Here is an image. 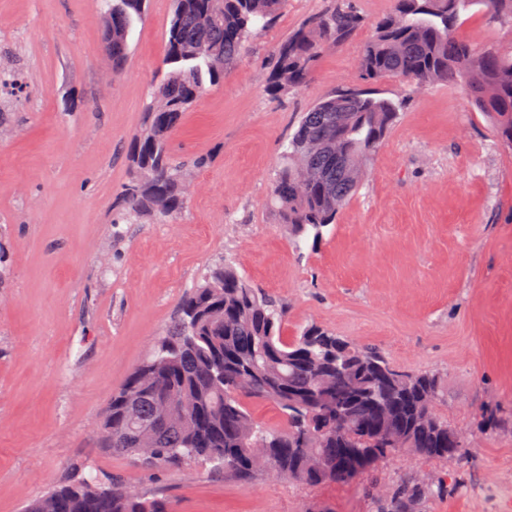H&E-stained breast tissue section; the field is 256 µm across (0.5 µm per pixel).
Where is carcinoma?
<instances>
[{
	"instance_id": "obj_1",
	"label": "carcinoma",
	"mask_w": 512,
	"mask_h": 512,
	"mask_svg": "<svg viewBox=\"0 0 512 512\" xmlns=\"http://www.w3.org/2000/svg\"><path fill=\"white\" fill-rule=\"evenodd\" d=\"M474 0H394L375 19L359 51L365 83L402 79L422 90L459 83L472 105L512 150V50L478 47L457 35ZM493 23L512 25V0H484ZM283 0H173L167 30L168 72L153 93L130 150L131 173L115 223L164 221L184 207L188 168L172 137L206 92L258 33L271 27ZM146 0H112L103 40L112 74L123 70L133 21ZM364 18L351 0H330L274 48L269 91L310 83L326 46L347 45ZM402 102L371 88L347 87L303 113L288 140L271 202L293 236L318 242L361 186L367 168L399 115ZM286 308L252 287L228 263L210 267L186 295L151 354L112 395L103 412L102 444L149 468L205 462L244 480L276 466L309 486L346 483L378 466L388 448L436 463L464 458L463 441L440 412L442 376L391 365L374 347L317 324L287 340ZM274 404L282 428L259 420L248 402ZM422 487L404 486L387 512H411ZM25 512H167L164 500L105 484L91 473L53 489Z\"/></svg>"
}]
</instances>
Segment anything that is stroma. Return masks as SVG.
I'll list each match as a JSON object with an SVG mask.
<instances>
[{"mask_svg": "<svg viewBox=\"0 0 512 512\" xmlns=\"http://www.w3.org/2000/svg\"><path fill=\"white\" fill-rule=\"evenodd\" d=\"M366 20L325 47L314 79L268 91L272 50L327 0H284L222 84L175 133L192 172L166 223L117 224L127 154L167 67L171 0H148L120 74L102 41L100 0H0V512H21L75 470H90L170 512H381L379 493L426 487L418 512H512V152L464 89L377 83L404 107L360 189L297 245L270 204L282 146L303 112L360 83L371 20L394 0H355ZM458 34L512 48L477 0ZM232 261L287 306L285 337L310 324L381 348L393 365L443 377L442 411L466 447L443 465L402 450L343 485L262 475L245 481L200 463L142 468L100 445L113 393L147 356L208 266Z\"/></svg>", "mask_w": 512, "mask_h": 512, "instance_id": "1", "label": "stroma"}]
</instances>
